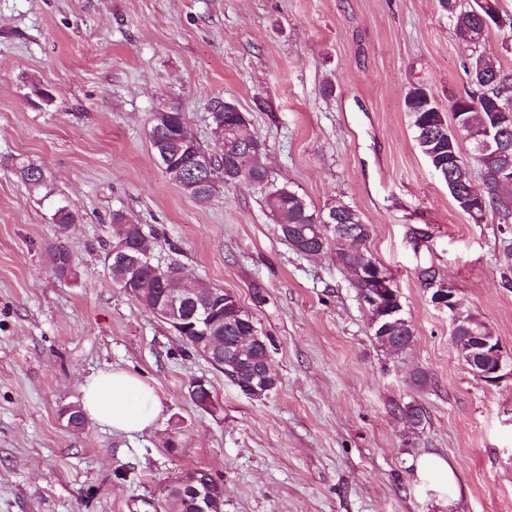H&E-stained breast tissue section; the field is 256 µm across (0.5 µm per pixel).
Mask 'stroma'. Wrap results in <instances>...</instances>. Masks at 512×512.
<instances>
[{"label": "stroma", "instance_id": "obj_1", "mask_svg": "<svg viewBox=\"0 0 512 512\" xmlns=\"http://www.w3.org/2000/svg\"><path fill=\"white\" fill-rule=\"evenodd\" d=\"M471 53L439 0H0V512H155L196 467L223 480L224 512H512V376L472 374L418 275L434 267L512 357V225L455 207L405 105L419 85L447 107ZM216 97L246 113L273 179L371 225L364 248L414 328L405 353L378 347L350 274L333 253L295 252L259 190L201 205L169 180L152 112L178 105L215 154ZM19 161L44 169L39 193ZM59 199L80 215L64 234ZM116 210L153 232L155 262L252 314L273 342L272 392L243 394L113 283ZM59 244L76 257L66 276ZM112 368L155 387L154 425L67 427L84 379ZM199 377L221 412L190 400ZM407 402L425 414L415 435L393 413ZM429 454L453 467L457 496L417 474Z\"/></svg>", "mask_w": 512, "mask_h": 512}]
</instances>
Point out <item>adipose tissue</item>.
I'll return each mask as SVG.
<instances>
[{"label":"adipose tissue","instance_id":"obj_1","mask_svg":"<svg viewBox=\"0 0 512 512\" xmlns=\"http://www.w3.org/2000/svg\"><path fill=\"white\" fill-rule=\"evenodd\" d=\"M81 391L84 413L116 433L142 432L153 425L163 411L155 389L121 369L89 376Z\"/></svg>","mask_w":512,"mask_h":512}]
</instances>
